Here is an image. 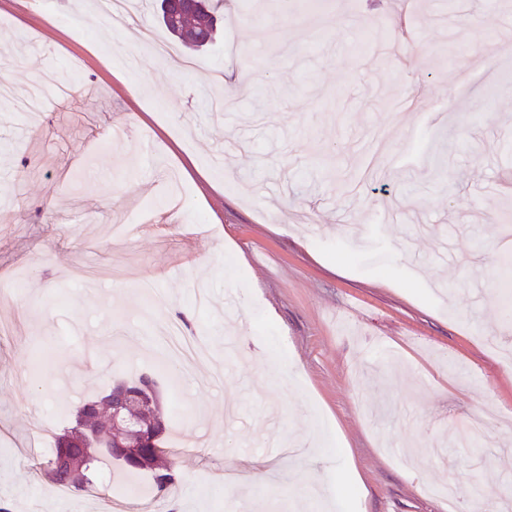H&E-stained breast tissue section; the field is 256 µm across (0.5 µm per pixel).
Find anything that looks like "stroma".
Returning <instances> with one entry per match:
<instances>
[{"label":"stroma","instance_id":"35a3bbf8","mask_svg":"<svg viewBox=\"0 0 512 512\" xmlns=\"http://www.w3.org/2000/svg\"><path fill=\"white\" fill-rule=\"evenodd\" d=\"M298 2L224 0L206 52L133 69L90 0H0V81L69 87L0 101L6 512H88L31 427L152 367L177 512H320V480L329 512H448L451 481L512 503V0H414L408 41L397 0ZM217 71L234 105L206 112Z\"/></svg>","mask_w":512,"mask_h":512}]
</instances>
